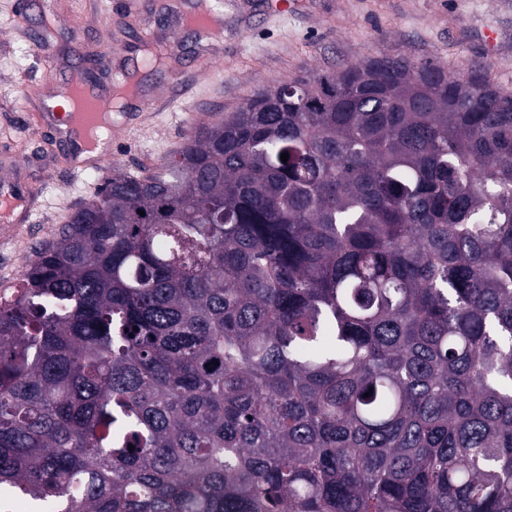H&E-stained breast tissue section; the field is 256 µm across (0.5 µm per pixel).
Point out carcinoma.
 Instances as JSON below:
<instances>
[{
    "label": "carcinoma",
    "instance_id": "obj_1",
    "mask_svg": "<svg viewBox=\"0 0 512 512\" xmlns=\"http://www.w3.org/2000/svg\"><path fill=\"white\" fill-rule=\"evenodd\" d=\"M19 496L512 512V92L373 57L112 169L0 295Z\"/></svg>",
    "mask_w": 512,
    "mask_h": 512
}]
</instances>
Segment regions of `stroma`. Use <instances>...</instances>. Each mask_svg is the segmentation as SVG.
I'll return each instance as SVG.
<instances>
[{
    "mask_svg": "<svg viewBox=\"0 0 512 512\" xmlns=\"http://www.w3.org/2000/svg\"><path fill=\"white\" fill-rule=\"evenodd\" d=\"M206 2L223 19L222 37L208 43L191 24L172 23L173 12L191 14L195 0H0V180L37 194L27 223L0 222V286L16 282L34 246L113 168H156L195 127L274 82L403 56L455 74L478 69L512 92V0ZM43 19L57 31L44 67L29 37ZM490 31L493 47L485 41ZM96 54L111 62L90 68L91 80L108 89L114 72L135 73L145 107L113 127L121 146L110 166L88 162L76 176L62 159L56 125L41 128L36 119L50 91ZM160 99L165 108L154 109Z\"/></svg>",
    "mask_w": 512,
    "mask_h": 512,
    "instance_id": "stroma-1",
    "label": "stroma"
}]
</instances>
